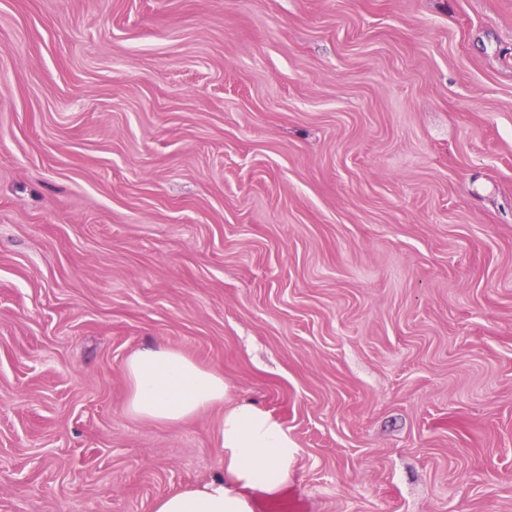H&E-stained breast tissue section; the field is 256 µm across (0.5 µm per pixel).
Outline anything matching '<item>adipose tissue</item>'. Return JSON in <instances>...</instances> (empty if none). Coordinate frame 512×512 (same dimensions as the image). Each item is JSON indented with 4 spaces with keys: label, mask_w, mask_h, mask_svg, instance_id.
<instances>
[{
    "label": "adipose tissue",
    "mask_w": 512,
    "mask_h": 512,
    "mask_svg": "<svg viewBox=\"0 0 512 512\" xmlns=\"http://www.w3.org/2000/svg\"><path fill=\"white\" fill-rule=\"evenodd\" d=\"M123 370L129 382L127 409L138 418L179 423L226 396L221 372L172 348L139 350ZM217 442L222 474L156 498L152 512H255L257 495H272L287 485L297 448L269 412L248 402L227 407Z\"/></svg>",
    "instance_id": "obj_1"
}]
</instances>
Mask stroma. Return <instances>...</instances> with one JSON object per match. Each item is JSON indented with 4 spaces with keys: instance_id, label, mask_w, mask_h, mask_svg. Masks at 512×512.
<instances>
[{
    "instance_id": "stroma-1",
    "label": "stroma",
    "mask_w": 512,
    "mask_h": 512,
    "mask_svg": "<svg viewBox=\"0 0 512 512\" xmlns=\"http://www.w3.org/2000/svg\"><path fill=\"white\" fill-rule=\"evenodd\" d=\"M297 447L256 512H512V0H0V512H152L216 404ZM123 370L129 382L127 409L138 418L179 423L224 403V375L172 348L141 349L125 361Z\"/></svg>"
}]
</instances>
